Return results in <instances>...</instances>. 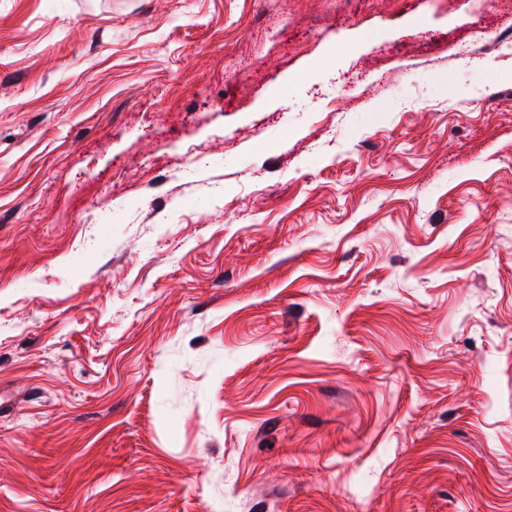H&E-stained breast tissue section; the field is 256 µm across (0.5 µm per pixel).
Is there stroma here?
<instances>
[{
  "mask_svg": "<svg viewBox=\"0 0 512 512\" xmlns=\"http://www.w3.org/2000/svg\"><path fill=\"white\" fill-rule=\"evenodd\" d=\"M508 13L0 0V512H512Z\"/></svg>",
  "mask_w": 512,
  "mask_h": 512,
  "instance_id": "stroma-1",
  "label": "stroma"
}]
</instances>
